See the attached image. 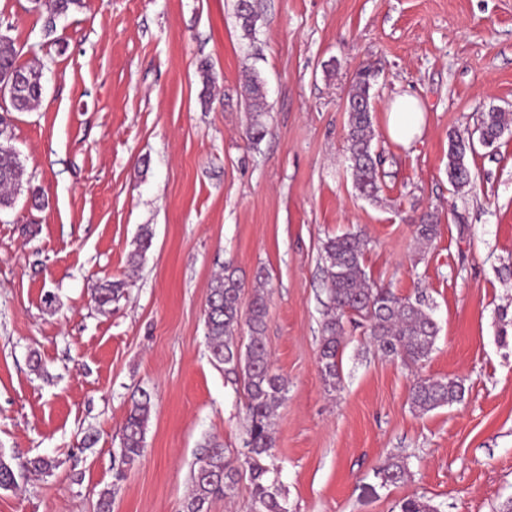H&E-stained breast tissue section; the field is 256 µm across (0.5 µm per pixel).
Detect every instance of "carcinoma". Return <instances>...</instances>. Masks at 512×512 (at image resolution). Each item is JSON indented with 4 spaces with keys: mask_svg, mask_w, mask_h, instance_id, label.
I'll return each mask as SVG.
<instances>
[{
    "mask_svg": "<svg viewBox=\"0 0 512 512\" xmlns=\"http://www.w3.org/2000/svg\"><path fill=\"white\" fill-rule=\"evenodd\" d=\"M48 17L65 14L80 0H35ZM236 17L247 35L255 29V11H244L243 0H236ZM17 51L6 36L0 37V96L9 98L12 110L28 112L39 105L42 97V72L35 67L17 64ZM254 107L249 137L263 136L262 122L264 87L253 78L247 86ZM349 114L346 139L350 168L355 188L368 199H374L380 190V159L372 149L374 140L370 81L362 74L357 80L347 103ZM504 129L501 112L489 111L483 115L479 127V142L492 146ZM475 153L473 136L456 133L448 142V180L461 188L471 183L472 172L467 156ZM23 165L17 153L0 142V208L13 203L14 190L22 182ZM438 225L433 216L426 215L416 225L415 235L421 242L436 238ZM152 239V229L144 225L129 254V264L136 267L143 259ZM369 245L361 232H347L330 237L322 243V259L329 306L321 326L320 370L324 382L335 389L341 384L339 352L344 341L345 320L358 317L368 321L370 341L386 356L405 363L418 364L429 358L438 335V326L423 293L415 298L400 297L389 288L373 287L366 276L364 258ZM124 283L113 281L101 285L92 294L100 307L119 300ZM268 303L267 291L257 289L249 301H244L243 286L236 270L224 267V272L213 278L206 300L205 325L211 358L215 365L224 367L227 375L243 386L246 395L248 440L246 447L252 462L249 481L253 512H288V503L271 470L261 459L271 456V416L285 400L288 381L274 372L265 345ZM249 331L246 350L239 349L237 333L241 325ZM465 388L453 378H417L409 388V402L413 410L427 413L459 402ZM151 412V396L143 391L133 402L123 426L121 455L127 463L137 460L144 450L146 425ZM54 467L48 457L28 458L12 466L0 458V489L17 485V473H44ZM409 475L405 457H390L377 469L376 476L384 484H395ZM240 470L233 465L226 448L219 443L203 447L191 467L192 490L183 505V512H208L209 504L231 495L238 483ZM400 512H440L430 501L410 498L400 505Z\"/></svg>",
    "mask_w": 512,
    "mask_h": 512,
    "instance_id": "carcinoma-1",
    "label": "carcinoma"
}]
</instances>
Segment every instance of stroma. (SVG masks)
Here are the masks:
<instances>
[{
  "label": "stroma",
  "mask_w": 512,
  "mask_h": 512,
  "mask_svg": "<svg viewBox=\"0 0 512 512\" xmlns=\"http://www.w3.org/2000/svg\"><path fill=\"white\" fill-rule=\"evenodd\" d=\"M246 36L235 0H81L43 37L33 0H0V34L42 67L43 98L8 128L25 174L0 209V458L55 466L0 489V512H181L203 445L242 477L208 512H252L246 398L211 359V281L237 269L269 293L265 344L288 394L273 417L290 512H498L512 497V123L477 146L472 181H448V135L512 112V0H255ZM209 74H202L201 63ZM372 75L376 199L347 160V101ZM265 134L249 139L252 76ZM417 97L425 130L388 135V105ZM439 226L418 244L424 214ZM461 214L463 223L453 221ZM152 245L128 254L141 225ZM360 231L374 287L423 291L440 332L417 365L383 356L365 320L345 325L342 383L319 370L327 295L321 245ZM124 282L118 303L91 293ZM458 378L462 402L420 414L416 378ZM152 396L144 451L123 464L135 392ZM408 457L411 478L375 471Z\"/></svg>",
  "instance_id": "stroma-1"
}]
</instances>
